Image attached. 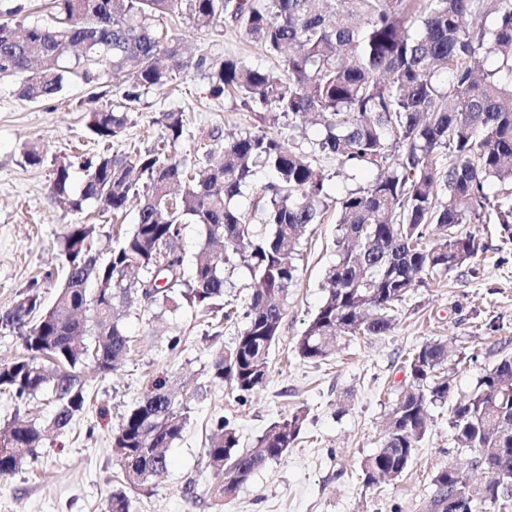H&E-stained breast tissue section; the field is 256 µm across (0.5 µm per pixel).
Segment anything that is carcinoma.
<instances>
[{"label": "carcinoma", "instance_id": "obj_1", "mask_svg": "<svg viewBox=\"0 0 512 512\" xmlns=\"http://www.w3.org/2000/svg\"><path fill=\"white\" fill-rule=\"evenodd\" d=\"M188 0L194 29L227 19L244 29L264 54L283 57L284 75L242 59L210 66L212 92L237 95L264 124L316 113L325 134L309 152L294 151L264 131H246L223 146V162L190 176L176 158L181 115L162 114V140L123 154L83 162L85 178L72 210L87 203L114 215L139 198L136 223L116 230L102 259L94 249L96 225L73 224L60 247L66 276L51 305L31 281L3 317L22 328L23 356L0 365V390L16 398L49 397L56 412L45 425L18 415L0 429V478L16 474L47 433L69 426L84 407L80 370L118 368L130 338L114 300L136 294L152 305L180 300L221 314L227 266L240 264L256 288L244 313L245 327L226 352L213 359V377L242 393L263 386L270 352L278 341L288 294L298 278L291 256L299 253L311 224L325 207V175L314 156L336 157L342 169L375 168L366 187L338 204L342 238L326 277L321 305L298 340L303 360L332 354L342 335L383 336L393 329L391 311L415 288L459 269L486 251L480 235L463 224H494L512 237V0ZM182 0H52L54 24L18 31V10L0 14V75H20L19 95L41 102L60 92L68 73L67 49L90 44L82 78L90 86L88 130L96 139L123 134L129 112L143 94L171 82L168 61L180 39L157 31ZM501 65L475 75L480 54ZM126 84L123 103L94 106L105 84ZM259 167L275 179L260 186L258 222L232 205L254 185ZM498 190L489 191V180ZM198 224L204 240L192 281L156 280L183 264L177 250L182 226ZM93 282L94 294L87 295ZM448 343L422 344L406 361L410 386L398 399L381 447L361 463L366 484L400 477L429 429V410L448 401L443 373ZM306 413L273 422L248 449L220 417L205 448L215 488L230 498L258 470L279 460L298 439ZM188 416L175 406L165 383L124 416L112 451L123 482L151 493L168 466L167 450L179 440ZM512 356L503 357L475 391L451 409L450 425L474 452L471 467L494 462L512 471ZM441 501L459 497L457 512H508L512 490L501 486L472 497L465 475L454 468L433 477Z\"/></svg>", "mask_w": 512, "mask_h": 512}]
</instances>
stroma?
I'll list each match as a JSON object with an SVG mask.
<instances>
[{
	"mask_svg": "<svg viewBox=\"0 0 512 512\" xmlns=\"http://www.w3.org/2000/svg\"><path fill=\"white\" fill-rule=\"evenodd\" d=\"M158 27L184 38L188 57H205L208 64L241 57L274 73L281 70L278 60L266 58L231 24L197 31L180 13L163 18ZM19 83V77L0 76V313L13 307L36 276L48 278L43 300L52 302L66 267L59 241L84 215L97 226L95 248L102 253L111 245L114 222L129 227L136 221L134 202L118 220L92 205L82 214L72 211L53 191L55 165L70 164L68 193L76 196L86 157L152 146L163 134L157 123L162 113H181L184 134L176 155L198 169L222 158L221 145L205 142L209 131L228 138L259 127L256 113L240 101L212 93L207 67H179L169 87L142 97L124 135L107 143L89 133L88 88L80 74L68 75L53 99L36 104L19 98ZM34 144L45 157L39 166L24 158ZM317 165L326 175L327 211L321 223L309 226L294 259L298 278L266 384L244 394L215 380L211 370L214 354L232 346L244 327L253 291L245 268L225 273V293L235 298L238 312L217 328L207 310L185 306L173 312L132 298L121 309L131 339L126 358L108 375L83 369L86 407L65 430L43 440L18 473L0 478V512H104L112 493L123 490L112 436L158 377L166 378L177 406L187 407L189 422L169 449L168 469L154 480L151 494L128 492L130 512H428L437 471L454 466L471 472L473 453L455 438L450 405L470 396L479 379L512 354V238L486 235V253L447 278L416 288L397 304L387 335L343 336L327 359H300L296 344L324 298L325 277L337 258L336 201L375 177L371 170L347 175L332 156L318 155ZM174 336L182 341L175 352L168 348ZM431 340L446 341L453 350L449 402L431 409L430 429L407 471L381 487L367 486L360 465L380 448L385 423L410 383L405 361ZM298 409L306 410L307 418L292 447L233 497L216 499L217 481L204 452L215 418L224 417L246 448ZM471 474L474 484L483 482L482 473ZM190 483L191 495L185 491Z\"/></svg>",
	"mask_w": 512,
	"mask_h": 512,
	"instance_id": "stroma-1",
	"label": "stroma"
}]
</instances>
